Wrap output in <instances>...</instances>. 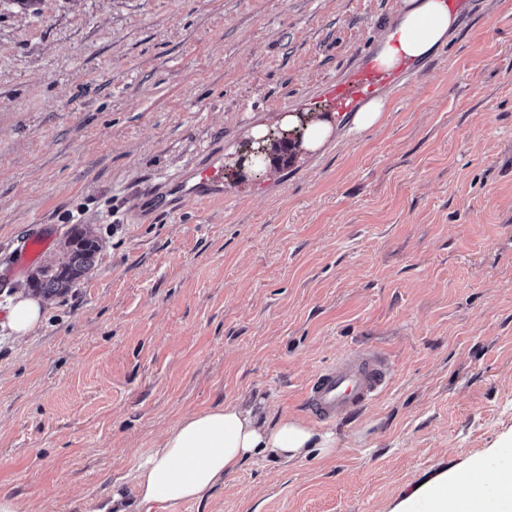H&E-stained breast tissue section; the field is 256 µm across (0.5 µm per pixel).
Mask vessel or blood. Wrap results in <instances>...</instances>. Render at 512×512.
I'll return each instance as SVG.
<instances>
[{
    "label": "vessel or blood",
    "instance_id": "b4317fda",
    "mask_svg": "<svg viewBox=\"0 0 512 512\" xmlns=\"http://www.w3.org/2000/svg\"><path fill=\"white\" fill-rule=\"evenodd\" d=\"M379 55V46H370L339 77L323 85L322 98L333 105L339 116L359 111L381 93L400 92L410 79L432 65L431 59L404 54L385 64ZM224 178L223 156L207 157L190 176L173 181L165 195L156 197L154 209L166 211L173 198L206 200L214 194L223 195ZM390 380L391 365L381 350H353L313 373L304 389L302 404L314 421L332 422L362 411L384 392Z\"/></svg>",
    "mask_w": 512,
    "mask_h": 512
}]
</instances>
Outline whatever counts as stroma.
Wrapping results in <instances>:
<instances>
[{"mask_svg":"<svg viewBox=\"0 0 512 512\" xmlns=\"http://www.w3.org/2000/svg\"><path fill=\"white\" fill-rule=\"evenodd\" d=\"M405 0H0V494L101 512L187 413L303 389L379 347L389 388L336 448L247 462L180 512H424L428 489L512 459V18L475 0L430 69L224 202L145 199L316 100ZM95 265L15 336L7 312L70 228Z\"/></svg>","mask_w":512,"mask_h":512,"instance_id":"35a3bbf8","label":"stroma"}]
</instances>
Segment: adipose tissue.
Instances as JSON below:
<instances>
[{
    "label": "adipose tissue",
    "mask_w": 512,
    "mask_h": 512,
    "mask_svg": "<svg viewBox=\"0 0 512 512\" xmlns=\"http://www.w3.org/2000/svg\"><path fill=\"white\" fill-rule=\"evenodd\" d=\"M453 22L442 0H419L401 12L397 44L385 45L383 61L397 52L427 55L441 44ZM336 435L282 416L271 419L255 405L227 402L180 418L165 434L160 447L142 451L131 481L135 512H177L188 501H201L223 486L253 457L265 454L283 462L302 460L312 453L331 454ZM431 512H512V494L472 491L467 497L434 488Z\"/></svg>",
    "instance_id": "ef3b65f1"
}]
</instances>
